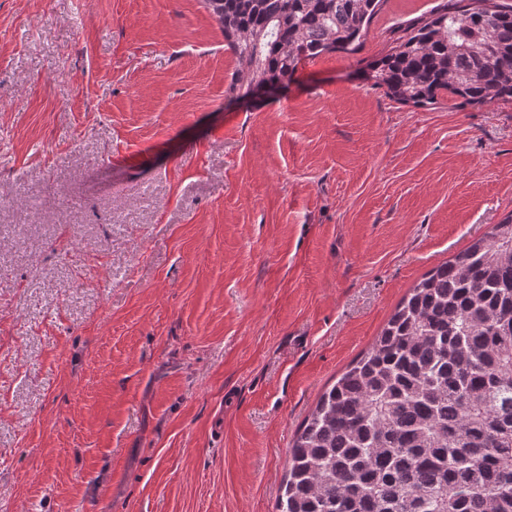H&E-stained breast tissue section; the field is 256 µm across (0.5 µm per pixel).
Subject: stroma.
<instances>
[{
  "label": "stroma",
  "mask_w": 512,
  "mask_h": 512,
  "mask_svg": "<svg viewBox=\"0 0 512 512\" xmlns=\"http://www.w3.org/2000/svg\"><path fill=\"white\" fill-rule=\"evenodd\" d=\"M444 2L243 105L202 0H0V512H276L322 393L512 214V103L362 77Z\"/></svg>",
  "instance_id": "1"
}]
</instances>
